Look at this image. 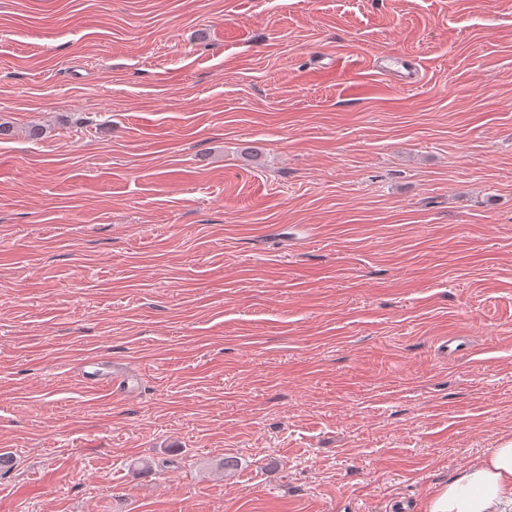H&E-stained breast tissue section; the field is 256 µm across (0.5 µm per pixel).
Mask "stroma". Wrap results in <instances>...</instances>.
Returning <instances> with one entry per match:
<instances>
[{
    "mask_svg": "<svg viewBox=\"0 0 512 512\" xmlns=\"http://www.w3.org/2000/svg\"><path fill=\"white\" fill-rule=\"evenodd\" d=\"M0 121V512H427L512 438V0H0ZM386 66L382 71L396 74L400 77L402 85L410 87L419 81V74L415 65L409 64L408 61L398 54H388L384 56ZM82 377L89 384L109 391L111 394H124L132 389V379L118 362H108L106 365L97 357H89L82 367Z\"/></svg>",
    "mask_w": 512,
    "mask_h": 512,
    "instance_id": "stroma-1",
    "label": "stroma"
}]
</instances>
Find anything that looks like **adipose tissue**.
I'll use <instances>...</instances> for the list:
<instances>
[{"instance_id":"obj_1","label":"adipose tissue","mask_w":512,"mask_h":512,"mask_svg":"<svg viewBox=\"0 0 512 512\" xmlns=\"http://www.w3.org/2000/svg\"><path fill=\"white\" fill-rule=\"evenodd\" d=\"M427 512H512V439L489 449L443 484Z\"/></svg>"}]
</instances>
